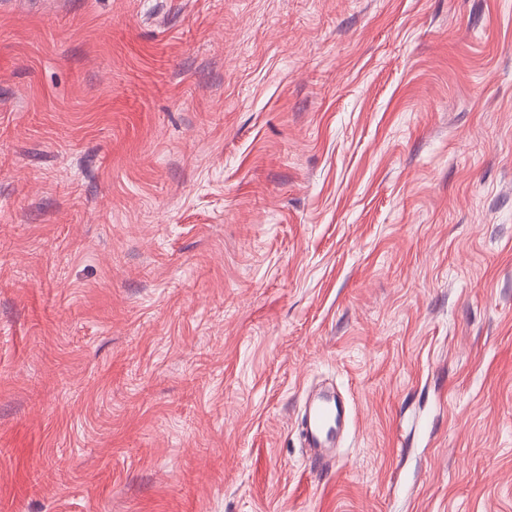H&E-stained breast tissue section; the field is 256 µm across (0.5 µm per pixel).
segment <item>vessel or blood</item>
Instances as JSON below:
<instances>
[{"instance_id": "vessel-or-blood-1", "label": "vessel or blood", "mask_w": 512, "mask_h": 512, "mask_svg": "<svg viewBox=\"0 0 512 512\" xmlns=\"http://www.w3.org/2000/svg\"><path fill=\"white\" fill-rule=\"evenodd\" d=\"M346 410L342 400L325 396L310 403L304 413L301 445L307 448V461L311 471L329 473L336 466L335 457L328 448L334 447L336 437L346 424Z\"/></svg>"}]
</instances>
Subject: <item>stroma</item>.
Returning <instances> with one entry per match:
<instances>
[{
	"mask_svg": "<svg viewBox=\"0 0 512 512\" xmlns=\"http://www.w3.org/2000/svg\"><path fill=\"white\" fill-rule=\"evenodd\" d=\"M0 512H512V0H0ZM346 420L345 405L334 395L324 396L306 407L301 423V445L309 449L306 452L311 471L326 474L336 467V458L325 454L324 449L335 447L336 437Z\"/></svg>",
	"mask_w": 512,
	"mask_h": 512,
	"instance_id": "1",
	"label": "stroma"
}]
</instances>
